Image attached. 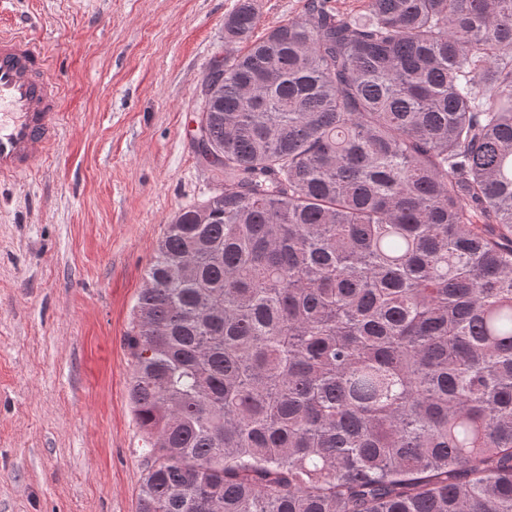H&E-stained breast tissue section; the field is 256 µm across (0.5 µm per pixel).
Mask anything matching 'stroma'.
Masks as SVG:
<instances>
[{"label":"stroma","mask_w":512,"mask_h":512,"mask_svg":"<svg viewBox=\"0 0 512 512\" xmlns=\"http://www.w3.org/2000/svg\"><path fill=\"white\" fill-rule=\"evenodd\" d=\"M236 0H0L44 44L63 134L0 182V512H136L126 336L166 224L218 186L197 88Z\"/></svg>","instance_id":"35a3bbf8"}]
</instances>
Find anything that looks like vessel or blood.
Masks as SVG:
<instances>
[{
  "label": "vessel or blood",
  "instance_id": "vessel-or-blood-1",
  "mask_svg": "<svg viewBox=\"0 0 512 512\" xmlns=\"http://www.w3.org/2000/svg\"><path fill=\"white\" fill-rule=\"evenodd\" d=\"M49 68L43 45L0 35V180L30 172L60 138L63 93Z\"/></svg>",
  "mask_w": 512,
  "mask_h": 512
}]
</instances>
